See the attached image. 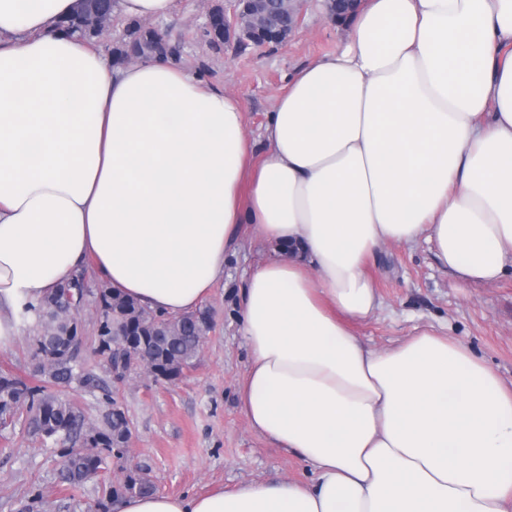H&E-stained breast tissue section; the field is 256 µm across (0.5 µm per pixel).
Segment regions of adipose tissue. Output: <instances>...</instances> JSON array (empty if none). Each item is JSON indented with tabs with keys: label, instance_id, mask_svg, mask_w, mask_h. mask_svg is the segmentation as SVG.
Here are the masks:
<instances>
[{
	"label": "adipose tissue",
	"instance_id": "adipose-tissue-1",
	"mask_svg": "<svg viewBox=\"0 0 512 512\" xmlns=\"http://www.w3.org/2000/svg\"><path fill=\"white\" fill-rule=\"evenodd\" d=\"M79 0H0V347L85 264L176 318L242 234L298 253L241 296L249 425L309 483L129 495L115 512H512V387L430 330L375 351L384 243L425 241L459 284L512 263V0H364L298 69L258 164L237 96L156 56L108 63ZM82 17L83 13L78 16L76 15L72 19H70L66 26V30H68V32L70 33H77L83 38L92 37V35H89V33H84L82 22H84V24L88 26L91 31L94 32L95 36H97L99 34L103 35L104 32L107 31L106 27L109 25L112 19H102L101 16L95 15L92 11L91 13L86 14L84 21L82 20Z\"/></svg>",
	"mask_w": 512,
	"mask_h": 512
}]
</instances>
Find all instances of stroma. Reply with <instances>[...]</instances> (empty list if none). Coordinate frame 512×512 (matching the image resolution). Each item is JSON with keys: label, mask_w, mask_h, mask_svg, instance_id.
Instances as JSON below:
<instances>
[{"label": "stroma", "mask_w": 512, "mask_h": 512, "mask_svg": "<svg viewBox=\"0 0 512 512\" xmlns=\"http://www.w3.org/2000/svg\"><path fill=\"white\" fill-rule=\"evenodd\" d=\"M228 5L229 0H179L176 14L157 28L179 48L182 65L241 100L246 134L257 141L290 74L336 53L346 32L328 19L324 0H306L301 24L287 42L236 52L216 48L206 34L207 11ZM276 248L252 232L228 255L223 276L202 301L213 311L215 327L179 380L157 381L139 368L128 373L117 393L133 425L124 462L108 460L97 478L70 486L59 479L55 444L29 434L20 417L0 426V512H20L35 488L43 493L38 512H113L102 486L123 479L136 464L147 466L157 492L167 495L204 494L269 480L309 482L311 471L303 460L250 428L238 397L251 361L240 332V291L252 269L274 257ZM366 272L382 301L374 315L354 326L366 346L382 351L431 327L463 342L512 387V272L496 283L458 286L423 241L384 245ZM82 274L90 290L77 315L83 357L87 368L108 384L109 365L92 352L101 283L93 266H85Z\"/></svg>", "instance_id": "obj_1"}]
</instances>
